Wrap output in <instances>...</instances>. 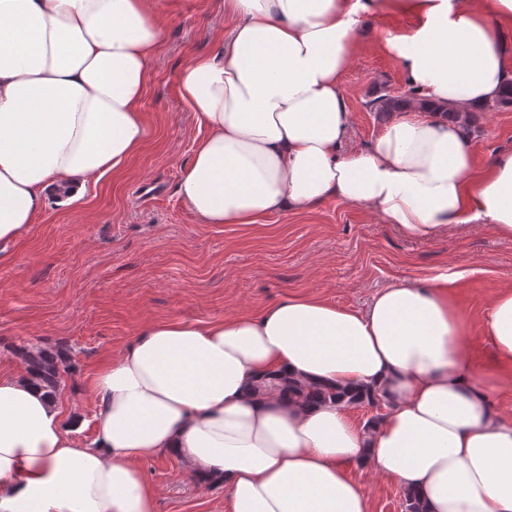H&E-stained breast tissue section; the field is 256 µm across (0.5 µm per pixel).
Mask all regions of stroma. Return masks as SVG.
<instances>
[{
    "label": "stroma",
    "instance_id": "1",
    "mask_svg": "<svg viewBox=\"0 0 512 512\" xmlns=\"http://www.w3.org/2000/svg\"><path fill=\"white\" fill-rule=\"evenodd\" d=\"M161 13L165 29L142 101L150 136L139 155L124 173L104 174L73 206H47L0 253V358L12 359L13 345L23 342L68 345L73 369L59 404L64 416L84 415L80 437L88 440L98 408L82 377L150 323L256 312L299 294L362 309L389 284L448 274L468 320L466 348L491 387L492 407L512 418V369L497 362L480 333L494 290L512 285V240L479 224L415 241L335 198L259 224L194 223L178 184L204 133L179 98L177 76L223 37L224 0H161ZM409 25L406 18L373 17L359 32L362 48L343 78L355 115L352 146L371 142L384 124L368 101L407 89L396 61L375 43ZM470 148L479 167L512 151V105L479 113ZM141 468L157 492L156 512H224L223 488L199 482L181 461L160 454ZM349 474L371 512H405L396 483L357 464Z\"/></svg>",
    "mask_w": 512,
    "mask_h": 512
}]
</instances>
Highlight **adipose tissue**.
Here are the masks:
<instances>
[{
  "instance_id": "ef3b65f1",
  "label": "adipose tissue",
  "mask_w": 512,
  "mask_h": 512,
  "mask_svg": "<svg viewBox=\"0 0 512 512\" xmlns=\"http://www.w3.org/2000/svg\"><path fill=\"white\" fill-rule=\"evenodd\" d=\"M159 0H0V244L67 207L149 136L142 114ZM232 27L184 64L179 97L205 135L178 193L199 224H255L335 196L414 240L489 224L512 239V152L475 170L461 112L512 87V0H224ZM406 16L378 47L418 96L349 144L343 77L366 16ZM512 364V287L481 328ZM448 279L403 280L365 310L305 295L252 314L171 319L103 363L81 417L0 363V512H156L142 460L166 453L224 486L229 512H369L348 464L424 512H512V423L491 408ZM367 388L381 419L307 406L270 380Z\"/></svg>"
}]
</instances>
